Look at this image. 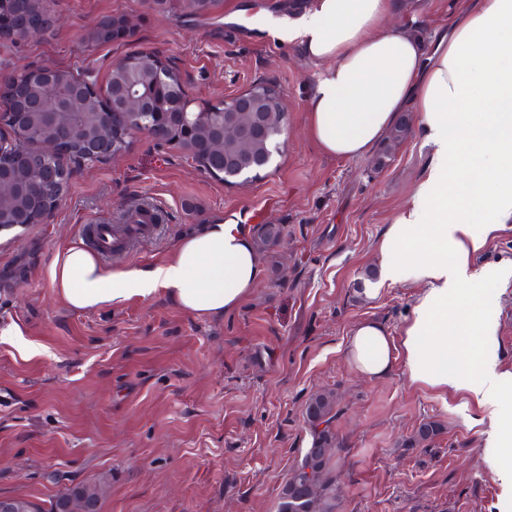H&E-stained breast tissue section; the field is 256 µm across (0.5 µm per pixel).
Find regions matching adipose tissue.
<instances>
[{"label": "adipose tissue", "mask_w": 512, "mask_h": 512, "mask_svg": "<svg viewBox=\"0 0 512 512\" xmlns=\"http://www.w3.org/2000/svg\"><path fill=\"white\" fill-rule=\"evenodd\" d=\"M389 13L390 0H312L300 16H269L266 27L321 66L307 112L325 154L365 155L402 112L419 113L429 164L380 243L383 277L421 286L401 342L404 364L412 381L498 408L512 393V374L470 341L475 333L492 337L496 321L470 313L478 275L469 255L491 230L512 223V0H466L429 45L386 27ZM419 250L429 262L394 259ZM259 270L248 228L218 219L145 269L108 275L93 250L70 246L52 261L50 285L75 311L162 294L188 315L220 320L250 296ZM348 355L360 373L386 375V329L356 326Z\"/></svg>", "instance_id": "ef3b65f1"}]
</instances>
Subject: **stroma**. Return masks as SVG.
Listing matches in <instances>:
<instances>
[{
  "label": "stroma",
  "mask_w": 512,
  "mask_h": 512,
  "mask_svg": "<svg viewBox=\"0 0 512 512\" xmlns=\"http://www.w3.org/2000/svg\"><path fill=\"white\" fill-rule=\"evenodd\" d=\"M310 0H221L184 21L177 0H54L52 33L0 43V73L56 66L105 87L113 63L142 52L167 60L195 104L264 82L281 93L286 144L253 180L224 184L185 150L133 135L121 155L76 170L41 224L0 230V495L49 502L79 482L107 479L100 512H277L292 467L311 444L309 396L335 392L343 443L332 458L336 512H512V477L486 459L489 439L512 444V417L463 391L412 382L401 338L415 283L365 280L380 270L379 242L429 157L417 112L387 163L324 154L306 104L320 64L269 36V14ZM461 0H392L388 26L432 41ZM123 18L129 37L98 46L85 34ZM145 200L167 216L157 239L130 244L105 272L161 261L202 224L237 215L250 232L262 210L284 228L276 261L261 260L251 296L223 320L191 317L165 296L75 312L50 285L55 255L86 244L91 224L118 223ZM473 271L512 267V224L490 232ZM497 322L489 347L512 373V278L490 283ZM382 324L388 375L360 374L346 352L353 328ZM425 420L441 430L407 447Z\"/></svg>",
  "instance_id": "stroma-1"
}]
</instances>
